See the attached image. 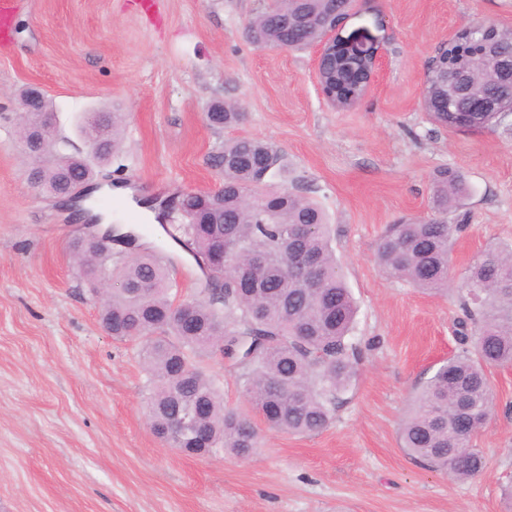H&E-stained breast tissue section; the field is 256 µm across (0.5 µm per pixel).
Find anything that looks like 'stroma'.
Returning a JSON list of instances; mask_svg holds the SVG:
<instances>
[{
  "instance_id": "1",
  "label": "stroma",
  "mask_w": 512,
  "mask_h": 512,
  "mask_svg": "<svg viewBox=\"0 0 512 512\" xmlns=\"http://www.w3.org/2000/svg\"><path fill=\"white\" fill-rule=\"evenodd\" d=\"M0 54V512H507L512 485V366L493 367L492 418L475 436L486 467L465 482L413 460L398 431L410 397L458 350L457 290L483 250L512 244V114L445 129L420 107L426 65L470 21L512 28V0H357L344 34L376 36L386 65L355 106L322 99L315 52L258 48L244 34L266 0H24ZM52 101L55 133L87 155L88 114L126 115L124 146L94 163V185L129 189L63 202L38 192L35 160L15 142L22 90ZM216 100L243 123L207 125ZM258 137L285 154L325 209L358 306L356 376L331 424L310 435L263 430L247 461L167 447L147 417L140 345L103 328L101 301L71 245L90 211L146 223L143 200L207 192L206 163L225 140ZM465 187L447 295L389 278L375 247L389 224L433 217L434 178ZM175 268L179 294L203 274L166 234L143 235ZM227 406L249 412L236 366L203 357Z\"/></svg>"
}]
</instances>
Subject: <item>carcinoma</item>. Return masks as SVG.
<instances>
[{
  "instance_id": "carcinoma-1",
  "label": "carcinoma",
  "mask_w": 512,
  "mask_h": 512,
  "mask_svg": "<svg viewBox=\"0 0 512 512\" xmlns=\"http://www.w3.org/2000/svg\"><path fill=\"white\" fill-rule=\"evenodd\" d=\"M350 0H276L246 26L258 47L301 50L319 40L318 21L341 14ZM465 48H480L459 30L439 49L438 63ZM361 63L336 52L338 109L354 106L363 86L348 77ZM495 65L479 60L472 92L494 89ZM444 88L436 71L425 76L421 105L443 128H454L452 116L434 110ZM205 113L213 128L237 125L245 113L231 102L214 103ZM40 115H23L18 130L25 151L36 146L32 128ZM125 115L114 112L101 126L92 120L80 127L89 153L108 161L121 150ZM42 150L47 163L34 184L56 195L65 178L92 179L87 161L67 153V143L49 129ZM281 151L259 138L224 142L207 163L221 170L222 185L191 201L181 212L183 224L164 231L191 256L207 260L204 297L183 318L174 307L170 263L151 247L137 251L112 269L118 287L103 300L101 318L119 340L137 339L151 384L148 419L158 430L186 407L210 435L211 451L223 449L243 459L261 447V429L246 414L224 405L220 382L206 374L198 359L219 351L236 357L243 391L252 410L271 430L311 434L333 420L342 396L356 375L360 352L351 341L357 306L341 273L332 246V225L325 211L288 185ZM464 196L460 176L440 171L435 178L438 217L403 219L379 238L376 260L390 277L423 292L448 291L454 232L461 223L448 220ZM72 249L83 274L94 280L111 254L102 243L75 239ZM309 260L291 269L289 253ZM465 319L458 322V351L436 370L413 396L399 439L407 454L456 481L479 475L486 461L471 445L494 408L487 371L512 365V245L481 252L462 288ZM467 457L458 459V449Z\"/></svg>"
}]
</instances>
